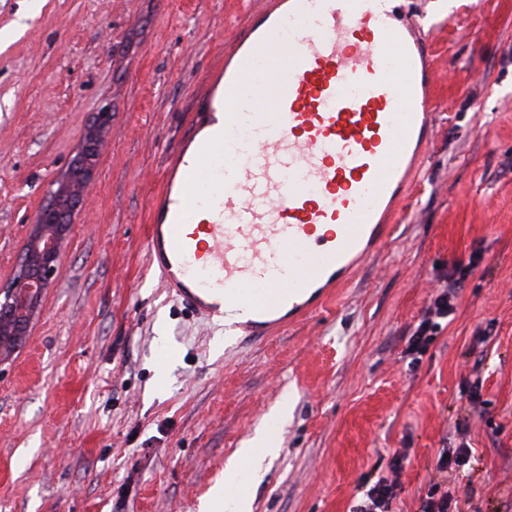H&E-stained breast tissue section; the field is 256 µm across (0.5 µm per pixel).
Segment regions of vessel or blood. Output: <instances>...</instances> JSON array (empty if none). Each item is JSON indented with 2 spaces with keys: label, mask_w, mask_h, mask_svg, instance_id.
<instances>
[{
  "label": "vessel or blood",
  "mask_w": 512,
  "mask_h": 512,
  "mask_svg": "<svg viewBox=\"0 0 512 512\" xmlns=\"http://www.w3.org/2000/svg\"><path fill=\"white\" fill-rule=\"evenodd\" d=\"M410 29L397 0L253 13L149 212V261L189 308L268 334L386 244L435 137L433 57Z\"/></svg>",
  "instance_id": "vessel-or-blood-1"
}]
</instances>
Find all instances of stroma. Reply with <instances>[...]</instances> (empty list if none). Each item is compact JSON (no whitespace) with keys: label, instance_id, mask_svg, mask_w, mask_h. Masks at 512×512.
<instances>
[{"label":"stroma","instance_id":"stroma-1","mask_svg":"<svg viewBox=\"0 0 512 512\" xmlns=\"http://www.w3.org/2000/svg\"><path fill=\"white\" fill-rule=\"evenodd\" d=\"M260 2L0 0L1 285L112 110L41 312L0 362V512H199L283 401L253 512H348L399 448L395 507L420 512L458 428L476 450L462 512L512 495V0H404L440 105L390 241L322 311L228 341L150 266L148 214ZM460 263L457 316L408 367L405 338Z\"/></svg>","mask_w":512,"mask_h":512}]
</instances>
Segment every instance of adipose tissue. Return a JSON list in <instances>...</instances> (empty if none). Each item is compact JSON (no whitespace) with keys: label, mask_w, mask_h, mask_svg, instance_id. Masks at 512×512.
I'll use <instances>...</instances> for the list:
<instances>
[{"label":"adipose tissue","mask_w":512,"mask_h":512,"mask_svg":"<svg viewBox=\"0 0 512 512\" xmlns=\"http://www.w3.org/2000/svg\"><path fill=\"white\" fill-rule=\"evenodd\" d=\"M278 442L268 431H257L247 447L237 449L224 468V481L202 503V512H252L251 488L264 476L263 465Z\"/></svg>","instance_id":"ef3b65f1"}]
</instances>
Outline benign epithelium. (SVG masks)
<instances>
[{"mask_svg": "<svg viewBox=\"0 0 512 512\" xmlns=\"http://www.w3.org/2000/svg\"><path fill=\"white\" fill-rule=\"evenodd\" d=\"M112 120L103 107L85 135L66 171L52 182L49 202L32 217L27 242L10 284L0 289V362L28 336L52 283L57 261L67 240L73 215L94 168L99 145Z\"/></svg>", "mask_w": 512, "mask_h": 512, "instance_id": "7a95c632", "label": "benign epithelium"}]
</instances>
